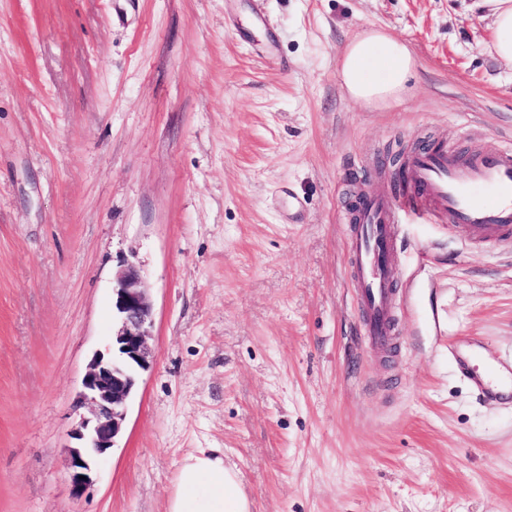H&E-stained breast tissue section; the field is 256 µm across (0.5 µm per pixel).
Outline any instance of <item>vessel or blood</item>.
<instances>
[{
  "mask_svg": "<svg viewBox=\"0 0 512 512\" xmlns=\"http://www.w3.org/2000/svg\"><path fill=\"white\" fill-rule=\"evenodd\" d=\"M416 194L392 202L370 191L356 213L355 256L359 296L371 340L385 344L392 313L388 256L395 212L416 208L434 223L456 225L478 241H512V145L479 151L460 162L447 148L414 151L408 162Z\"/></svg>",
  "mask_w": 512,
  "mask_h": 512,
  "instance_id": "b4317fda",
  "label": "vessel or blood"
}]
</instances>
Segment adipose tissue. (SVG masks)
Returning a JSON list of instances; mask_svg holds the SVG:
<instances>
[{
    "label": "adipose tissue",
    "mask_w": 512,
    "mask_h": 512,
    "mask_svg": "<svg viewBox=\"0 0 512 512\" xmlns=\"http://www.w3.org/2000/svg\"><path fill=\"white\" fill-rule=\"evenodd\" d=\"M482 5L493 30L485 49L512 67V0H482ZM414 67L406 44L376 29L349 42L339 61L348 96L369 106L398 97ZM167 512H251V504L240 489L238 471L225 465L219 451L200 448L183 458Z\"/></svg>",
    "instance_id": "obj_1"
}]
</instances>
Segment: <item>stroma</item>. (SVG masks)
<instances>
[{
    "instance_id": "1",
    "label": "stroma",
    "mask_w": 512,
    "mask_h": 512,
    "mask_svg": "<svg viewBox=\"0 0 512 512\" xmlns=\"http://www.w3.org/2000/svg\"><path fill=\"white\" fill-rule=\"evenodd\" d=\"M416 66L351 99L346 45ZM478 0H0V512H166L220 448L252 512H512V244L401 214L391 350L363 331L352 203L400 199V145L512 140ZM157 359L83 497L65 479L112 275ZM415 61L406 44L372 29L345 47L339 73L348 96L369 106H381L398 97Z\"/></svg>"
}]
</instances>
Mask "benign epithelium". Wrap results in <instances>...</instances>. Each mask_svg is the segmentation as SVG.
Wrapping results in <instances>:
<instances>
[{"label":"benign epithelium","mask_w":512,"mask_h":512,"mask_svg":"<svg viewBox=\"0 0 512 512\" xmlns=\"http://www.w3.org/2000/svg\"><path fill=\"white\" fill-rule=\"evenodd\" d=\"M152 301L140 270L124 264L112 277V320L108 345L91 357L77 398L80 409L71 436L67 480L71 494L82 497L95 483V464L116 447L125 428L140 372L155 359L149 339Z\"/></svg>","instance_id":"1"}]
</instances>
